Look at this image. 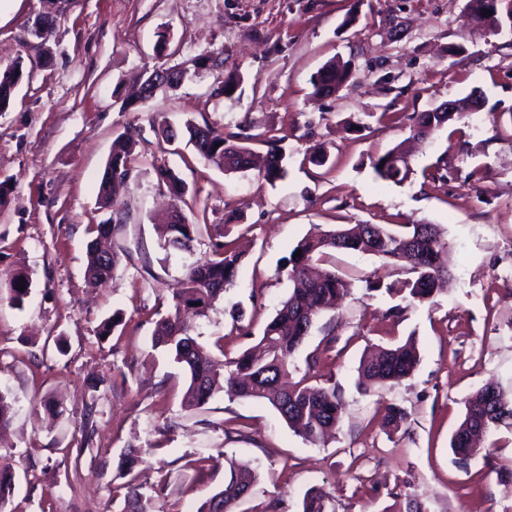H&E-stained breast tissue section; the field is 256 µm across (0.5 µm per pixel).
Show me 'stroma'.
I'll list each match as a JSON object with an SVG mask.
<instances>
[{
  "mask_svg": "<svg viewBox=\"0 0 512 512\" xmlns=\"http://www.w3.org/2000/svg\"><path fill=\"white\" fill-rule=\"evenodd\" d=\"M467 0H16L0 20V67L22 58L13 105L0 112V391L14 413L0 463L14 489L0 512H125L129 485L147 512H196L231 464L258 475L238 512H301L323 488L328 512H385L417 495L427 512H512V425L488 437L492 454L456 462L450 439L467 400L486 383L512 395V34H469ZM52 10L45 55L29 29ZM457 55H449L452 47ZM209 53L217 63L191 62ZM352 74L335 94L313 93L330 60ZM183 65L176 90L123 107L143 74ZM235 76L233 95L216 94ZM482 91L481 122L448 121L420 144L409 179L379 178L372 162L408 134L407 115ZM398 114L379 123L377 113ZM248 126L266 154L282 139L285 175L227 174L162 125ZM136 133L133 161L112 208L99 207L113 140ZM323 151L325 164L311 162ZM187 184L182 201L159 185L157 166ZM481 180H472L474 170ZM179 204L198 227L193 253L165 249L154 222ZM115 225L111 278L86 274L88 228ZM437 224L451 279L434 304L368 290L402 270L377 256L336 253L351 283L321 314L292 360L293 378L333 386L343 401L335 435L313 444L265 401L216 393L188 408V379L153 347L157 320L173 310L186 265L221 234L244 258L233 286L196 331L215 361L255 344L291 289L282 267L307 235L340 224ZM32 280L22 303L11 271ZM240 309V321L231 318ZM122 324L100 338L101 322ZM414 336L419 362L395 385L356 388L361 356ZM407 421L384 426L388 406ZM141 462L120 470L130 452Z\"/></svg>",
  "mask_w": 512,
  "mask_h": 512,
  "instance_id": "35a3bbf8",
  "label": "stroma"
}]
</instances>
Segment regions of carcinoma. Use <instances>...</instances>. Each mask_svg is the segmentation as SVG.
<instances>
[{
  "instance_id": "cac0c4a2",
  "label": "carcinoma",
  "mask_w": 512,
  "mask_h": 512,
  "mask_svg": "<svg viewBox=\"0 0 512 512\" xmlns=\"http://www.w3.org/2000/svg\"><path fill=\"white\" fill-rule=\"evenodd\" d=\"M467 7L473 31L488 35H499L506 30L512 32V0H467ZM485 10L491 11V15H483ZM22 76L23 62L20 60L0 70V112L7 111L13 103ZM349 76L350 63L332 61L313 79L314 92L337 90ZM452 117L453 114L448 112L415 113L408 117L409 136L424 139ZM186 131L200 157L227 173L256 169L259 176L270 183L283 176L284 155L280 154V139L276 137L270 138L269 149L259 166L246 145L252 136L243 128L238 133L226 134L208 126L189 125ZM131 155L132 141L123 135L117 137L103 176L102 206H112L110 183L124 181L132 163ZM407 155L409 152L403 140L374 161L376 175L396 183L406 181L412 174L405 159ZM156 176L176 200H182L186 186L181 178L165 166L156 168ZM159 228L163 247L178 252L192 250L198 225L175 224L168 220ZM113 230L114 226L109 223L92 226L97 238L88 245L86 273L93 281L107 280L119 262L117 254L107 256L98 248V239L112 235ZM446 247L443 230L437 224H344L301 239L295 247L301 251V256L290 254L284 267L292 282L291 291L264 327L257 350H245L225 361L224 379L220 380L212 372L211 360L200 336L194 335L181 319V311L187 309L206 314L233 285L241 254L232 242L219 239L212 244L209 257L186 266L173 294L175 311L156 322L152 343L166 349L188 375L185 393L188 406L202 407L220 391L231 398L266 400L294 433L316 443L336 430L341 422L342 403L336 388L312 387L303 379L285 388L281 379L288 374L289 360L309 336L316 318L336 306L337 299L348 292L350 283L334 269L315 273L313 266L336 252L373 254L386 265L401 266L411 274L394 289L395 293L424 304L432 302L443 291V283L448 279V269L441 262ZM20 282L25 286L23 291L19 290ZM30 285L31 279L25 270H14L9 278L11 300L22 302ZM418 362V349L410 338L384 347L360 361L358 386L399 383L412 375ZM509 420H512V400L505 398L495 386H484L467 402L464 418L451 437L450 448L457 462L467 464L473 459L487 457L490 448L477 443L478 438ZM256 479L257 474L249 466L231 465L224 485L201 504L198 512H217L219 509L236 512ZM13 483L11 469L1 466L0 510ZM327 502L328 495L323 489L312 488L304 495L302 512H328ZM386 512H426V508L423 500L414 495L395 501Z\"/></svg>"
}]
</instances>
